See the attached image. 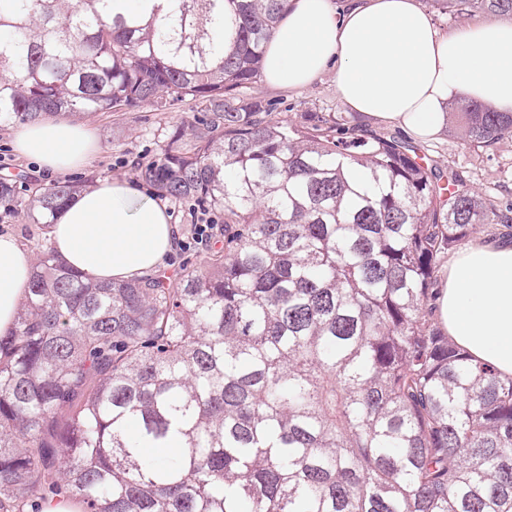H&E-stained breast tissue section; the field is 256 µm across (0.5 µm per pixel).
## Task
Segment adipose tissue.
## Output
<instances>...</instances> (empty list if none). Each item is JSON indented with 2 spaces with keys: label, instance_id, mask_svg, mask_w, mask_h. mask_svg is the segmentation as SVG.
I'll list each match as a JSON object with an SVG mask.
<instances>
[{
  "label": "adipose tissue",
  "instance_id": "obj_1",
  "mask_svg": "<svg viewBox=\"0 0 512 512\" xmlns=\"http://www.w3.org/2000/svg\"><path fill=\"white\" fill-rule=\"evenodd\" d=\"M335 74L339 99L366 119L422 140L439 137L464 97L512 112V21L439 30L421 0H288L268 41L262 80L278 91ZM16 154L49 174L83 168L97 149L85 124L38 120L19 129ZM50 238L64 265L103 282L155 272L172 251L166 205L121 180L99 182L58 214ZM33 257L0 234V336L11 335L30 286ZM437 318L474 359L512 378V245L479 240L448 262Z\"/></svg>",
  "mask_w": 512,
  "mask_h": 512
}]
</instances>
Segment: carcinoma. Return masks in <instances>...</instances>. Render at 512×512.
I'll return each mask as SVG.
<instances>
[{"instance_id": "obj_1", "label": "carcinoma", "mask_w": 512, "mask_h": 512, "mask_svg": "<svg viewBox=\"0 0 512 512\" xmlns=\"http://www.w3.org/2000/svg\"><path fill=\"white\" fill-rule=\"evenodd\" d=\"M112 2L0 0V123L198 104L205 131L140 174L223 212L224 244L112 284L38 254L0 337V512L61 483L85 512H512V378L432 306L448 253L512 206L334 112L270 118L247 90L287 0H170L161 21H108ZM448 113L473 146L512 139L511 112ZM86 188L36 185L26 213L49 229ZM22 205L0 180V209ZM221 240L222 239H220L219 241H215L210 245L199 246L194 250H191L190 252L184 254L181 258H178L174 264H170V262L168 261V256L165 259L163 268L160 271H164L168 275L175 276L183 266H186V264H199L204 259V257H206L207 253L211 248L221 246Z\"/></svg>"}]
</instances>
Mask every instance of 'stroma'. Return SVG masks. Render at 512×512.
<instances>
[{
    "label": "stroma",
    "instance_id": "1",
    "mask_svg": "<svg viewBox=\"0 0 512 512\" xmlns=\"http://www.w3.org/2000/svg\"><path fill=\"white\" fill-rule=\"evenodd\" d=\"M256 93L272 104V118L294 119L307 111L336 112L349 124L404 138L400 128L362 119L339 99L332 74H325L309 87L293 94L267 91L256 84ZM207 119L194 103L178 102L159 112L143 107L132 112L104 113L89 120L99 148L85 168L69 172L72 180L120 178L142 184L139 165L158 157L169 136L179 128H202ZM16 124H0V177L14 180L21 199H28L33 183H54L53 175L39 169L35 161L19 157L12 146ZM426 156L441 169H450L460 179L489 196L498 206L512 205V139L489 148L471 146L459 127L446 129L435 140L426 142Z\"/></svg>",
    "mask_w": 512,
    "mask_h": 512
}]
</instances>
